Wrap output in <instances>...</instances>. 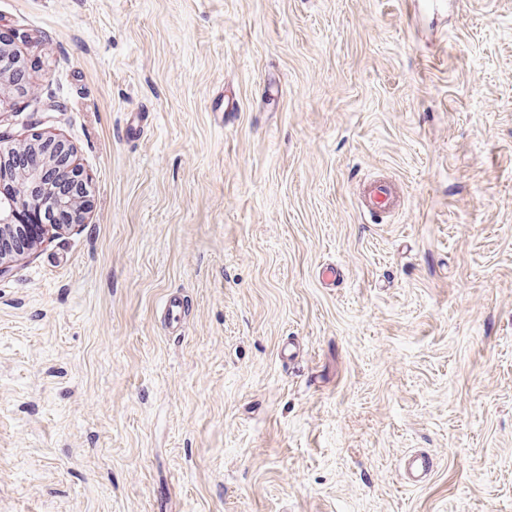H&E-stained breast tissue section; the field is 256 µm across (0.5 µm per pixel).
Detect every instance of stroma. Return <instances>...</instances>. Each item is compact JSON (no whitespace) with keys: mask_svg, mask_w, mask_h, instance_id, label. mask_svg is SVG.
<instances>
[{"mask_svg":"<svg viewBox=\"0 0 512 512\" xmlns=\"http://www.w3.org/2000/svg\"><path fill=\"white\" fill-rule=\"evenodd\" d=\"M0 30L32 64L0 151L63 140L94 202L0 277V512H512V0H0ZM393 205L390 186L381 180H371L365 189V210L369 216L388 211ZM183 305L177 295L169 296L162 308V319L165 327L170 331L178 330L183 323ZM434 459L427 453L416 451L410 454L403 464V477L409 486H417L433 471Z\"/></svg>","mask_w":512,"mask_h":512,"instance_id":"1","label":"stroma"}]
</instances>
